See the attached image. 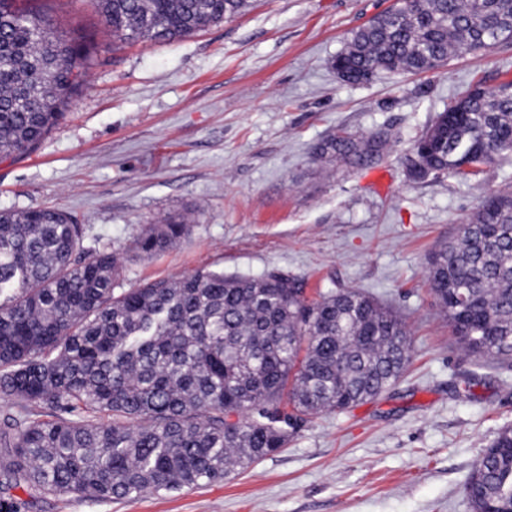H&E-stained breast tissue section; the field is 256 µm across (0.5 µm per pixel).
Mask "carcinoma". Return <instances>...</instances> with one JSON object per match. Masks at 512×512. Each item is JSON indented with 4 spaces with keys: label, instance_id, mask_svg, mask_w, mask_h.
Listing matches in <instances>:
<instances>
[{
    "label": "carcinoma",
    "instance_id": "obj_1",
    "mask_svg": "<svg viewBox=\"0 0 512 512\" xmlns=\"http://www.w3.org/2000/svg\"><path fill=\"white\" fill-rule=\"evenodd\" d=\"M121 43L174 41L249 0H98ZM512 31V0H401L336 54L343 81L428 72ZM92 40L0 0V156L34 150L81 87ZM378 137L332 135L317 155L361 165ZM512 150V82L467 89L413 147L410 175L476 176ZM153 224L136 248L184 234ZM83 228L48 207L0 210V399L42 418L0 427V490L125 499L200 488L279 452L308 419L392 387L411 361L404 319L357 288L312 301L288 274L199 270L116 292L113 252L81 256ZM428 280L456 344L512 366V193L487 196ZM473 512H512V428L466 483Z\"/></svg>",
    "mask_w": 512,
    "mask_h": 512
}]
</instances>
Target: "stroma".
Segmentation results:
<instances>
[{"label": "stroma", "instance_id": "stroma-1", "mask_svg": "<svg viewBox=\"0 0 512 512\" xmlns=\"http://www.w3.org/2000/svg\"><path fill=\"white\" fill-rule=\"evenodd\" d=\"M394 0H250L164 43L113 42L96 0H23L62 35L94 41L80 94L30 152L0 157V210L58 207L85 250L123 261L122 289L199 269L282 271L308 297L358 288L407 324L411 364L376 399L308 422L280 453L222 482L121 501L9 490L18 512H472L475 460L512 427V367L461 350L430 292L428 258L490 193L512 151L479 176L410 177L415 140L472 81L512 82V40L422 74L349 84L333 67ZM384 136L363 166L316 156L338 133ZM184 218L164 252L133 244ZM473 380V396L455 389Z\"/></svg>", "mask_w": 512, "mask_h": 512}]
</instances>
